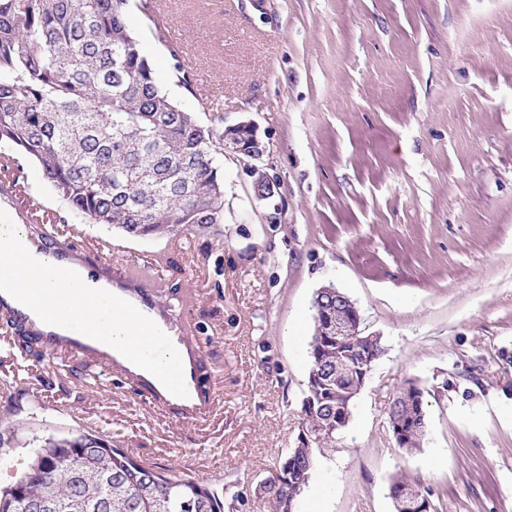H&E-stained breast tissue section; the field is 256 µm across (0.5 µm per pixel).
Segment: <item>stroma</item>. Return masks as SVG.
Wrapping results in <instances>:
<instances>
[{"instance_id":"stroma-1","label":"stroma","mask_w":512,"mask_h":512,"mask_svg":"<svg viewBox=\"0 0 512 512\" xmlns=\"http://www.w3.org/2000/svg\"><path fill=\"white\" fill-rule=\"evenodd\" d=\"M140 6L127 17L161 89L202 124L254 121L277 194L257 198L249 159L225 155L219 233L143 240L67 219L35 162L15 173L62 231L121 244L106 276L173 308L215 408L184 422L0 332V485L49 441L91 434L269 512L259 483L298 443L311 303L331 284L386 351L295 512H396L399 476L432 512H512V0H152L188 90ZM411 383L427 435L409 453L387 412Z\"/></svg>"}]
</instances>
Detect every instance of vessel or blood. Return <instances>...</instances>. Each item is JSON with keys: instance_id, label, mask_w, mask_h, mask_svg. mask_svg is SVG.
Masks as SVG:
<instances>
[{"instance_id": "1", "label": "vessel or blood", "mask_w": 512, "mask_h": 512, "mask_svg": "<svg viewBox=\"0 0 512 512\" xmlns=\"http://www.w3.org/2000/svg\"><path fill=\"white\" fill-rule=\"evenodd\" d=\"M61 262L53 272L59 283V297H66L72 282V265L90 262L106 264L112 256L111 241L97 240L93 250L60 242L55 251ZM46 272L43 267L18 263L0 271V315L13 318L26 330V343L36 345L51 359L69 357L94 363L105 372H116L134 389L146 393L160 406L178 412L183 418L201 420L212 411L213 400L200 385L197 374L203 351L169 314L160 309L152 291L139 283L112 289L107 311L89 310L79 315L80 332L54 311L51 299L42 293ZM28 306L42 308V325H35L25 314ZM122 325L123 336L105 335L101 321ZM163 349L165 365H157L149 346Z\"/></svg>"}]
</instances>
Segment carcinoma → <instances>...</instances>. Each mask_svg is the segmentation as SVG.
<instances>
[{
  "instance_id": "obj_1",
  "label": "carcinoma",
  "mask_w": 512,
  "mask_h": 512,
  "mask_svg": "<svg viewBox=\"0 0 512 512\" xmlns=\"http://www.w3.org/2000/svg\"><path fill=\"white\" fill-rule=\"evenodd\" d=\"M127 0H0V167L15 157L40 167L54 195L88 224L133 238L174 231L209 233L224 223V126H205L194 112L156 83L148 58L129 24ZM172 74L192 81L181 50L167 46ZM322 317L309 342L310 366L298 445L287 449L264 481L271 512H293L309 483L315 453L336 441V406L349 404L365 385L362 364L385 353L382 339L326 340L336 316V293H316ZM343 359L352 371L336 376ZM425 404L400 391L388 426L405 431L399 443L422 447ZM69 459L77 476H54ZM28 498L44 512H235L194 481L170 479L91 435L53 441L28 471L0 489V512H21Z\"/></svg>"
}]
</instances>
